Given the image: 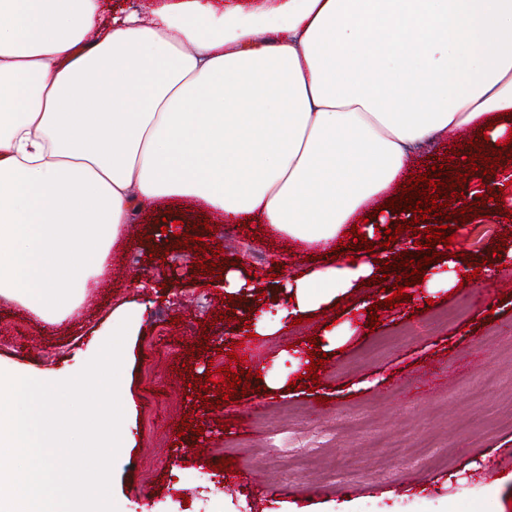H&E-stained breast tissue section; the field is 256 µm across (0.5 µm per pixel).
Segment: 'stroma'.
<instances>
[{
	"mask_svg": "<svg viewBox=\"0 0 512 512\" xmlns=\"http://www.w3.org/2000/svg\"><path fill=\"white\" fill-rule=\"evenodd\" d=\"M172 219L193 224L194 236L221 244L224 264L203 274L201 251L157 239L147 212L113 250L108 283L94 289L81 320L60 326L32 323L18 303L0 300V366L37 376L69 378L85 365L76 352L95 334H107L117 300L149 288L153 305L125 360L127 434L112 472L111 491L126 512H512V263L479 281H466L433 305L411 298L381 310L368 327V307L379 287L345 299V311L292 325L281 317L284 285L302 263L288 244L260 233L258 224L212 233L199 203L165 200ZM512 221L498 215L455 232L458 252L489 262L500 244L512 248ZM253 269L265 290L262 312L280 319L274 336L251 337L235 319L242 301L220 290L225 263ZM277 277H270V269ZM352 325L341 350L330 352L320 386L298 379L296 342L323 339L328 322ZM208 342L199 357L190 348ZM243 343L261 372L253 390L209 409L185 386L178 368L195 376L223 367L226 345ZM287 377L301 390L263 391V379ZM497 385L472 397L485 377ZM401 442L398 453L389 446ZM234 458L233 472L221 470ZM356 471L328 484L327 470L343 461ZM288 470L296 490L280 494L277 475Z\"/></svg>",
	"mask_w": 512,
	"mask_h": 512,
	"instance_id": "stroma-1",
	"label": "stroma"
}]
</instances>
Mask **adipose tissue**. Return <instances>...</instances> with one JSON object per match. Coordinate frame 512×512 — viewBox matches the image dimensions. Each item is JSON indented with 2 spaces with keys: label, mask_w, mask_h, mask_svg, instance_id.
<instances>
[{
  "label": "adipose tissue",
  "mask_w": 512,
  "mask_h": 512,
  "mask_svg": "<svg viewBox=\"0 0 512 512\" xmlns=\"http://www.w3.org/2000/svg\"><path fill=\"white\" fill-rule=\"evenodd\" d=\"M512 135V0H0V298L80 317L138 213L193 198L291 249V312L334 306L389 255L349 231L420 145Z\"/></svg>",
  "instance_id": "ef3b65f1"
}]
</instances>
